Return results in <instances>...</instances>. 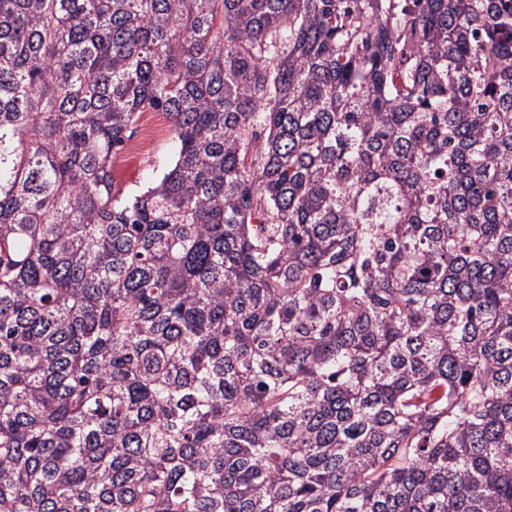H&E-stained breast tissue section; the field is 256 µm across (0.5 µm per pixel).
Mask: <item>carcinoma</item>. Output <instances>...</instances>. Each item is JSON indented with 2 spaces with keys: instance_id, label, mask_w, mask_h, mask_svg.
I'll return each mask as SVG.
<instances>
[{
  "instance_id": "obj_1",
  "label": "carcinoma",
  "mask_w": 512,
  "mask_h": 512,
  "mask_svg": "<svg viewBox=\"0 0 512 512\" xmlns=\"http://www.w3.org/2000/svg\"><path fill=\"white\" fill-rule=\"evenodd\" d=\"M0 512H512V0H0ZM144 114L138 123V132L141 123L140 134L137 136V132V137L126 146L125 156L129 159L142 161L149 158L146 146L164 131L165 125L160 114H149L142 120ZM167 121V119H166ZM174 134L167 121V132L155 145L148 163L132 162L124 168L115 167V176L132 192L151 186L168 169L176 155Z\"/></svg>"
}]
</instances>
